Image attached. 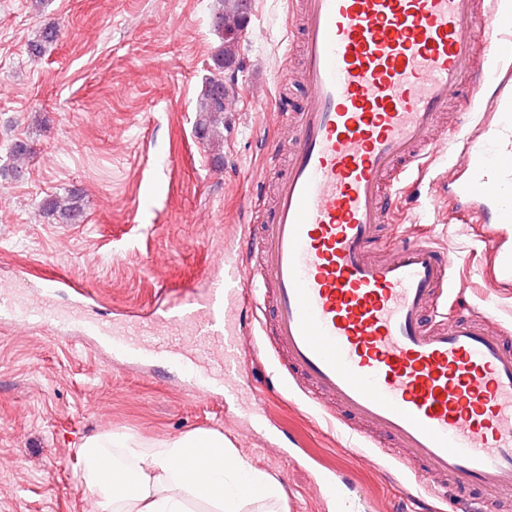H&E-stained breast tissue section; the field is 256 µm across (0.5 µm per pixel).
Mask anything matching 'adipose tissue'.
<instances>
[{
  "label": "adipose tissue",
  "mask_w": 512,
  "mask_h": 512,
  "mask_svg": "<svg viewBox=\"0 0 512 512\" xmlns=\"http://www.w3.org/2000/svg\"><path fill=\"white\" fill-rule=\"evenodd\" d=\"M83 479L97 496V512H242L265 504L279 512L280 487L265 473L225 449L224 436L200 429L156 444L118 434H98L80 448Z\"/></svg>",
  "instance_id": "adipose-tissue-1"
}]
</instances>
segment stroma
I'll return each mask as SVG.
<instances>
[{"mask_svg":"<svg viewBox=\"0 0 512 512\" xmlns=\"http://www.w3.org/2000/svg\"><path fill=\"white\" fill-rule=\"evenodd\" d=\"M288 2L253 0L218 170L195 133L221 46L212 0H0V280L41 288L57 275L56 308L79 300L108 318L149 315L164 289L201 278L217 248L252 223L243 199L278 175L267 164L270 149L288 145L277 104L305 98L302 86L280 79L289 43L300 40L287 27ZM53 24L59 39L34 50ZM21 140L33 156L12 157ZM455 149L438 143L383 234L466 254L455 270L464 290L448 314L490 312L512 323V287L494 280L481 224L449 211L444 197ZM71 192L81 198L76 223L43 215V197ZM253 374L227 402L178 389L196 378L187 366L155 357L132 367L90 347L81 326L35 321L20 332L0 318V512H83L90 489L79 449L92 435L155 443L200 428L223 433L282 486V512H417L406 494L430 487L424 473L413 470L409 491L398 489L395 467L327 428L318 408L289 395L270 409L258 402L272 375L268 358L255 360ZM298 448L306 460L288 461ZM321 469L347 479L342 501L319 492Z\"/></svg>","mask_w":512,"mask_h":512,"instance_id":"obj_1","label":"stroma"}]
</instances>
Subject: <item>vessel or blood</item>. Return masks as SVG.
<instances>
[{
  "instance_id": "vessel-or-blood-1",
  "label": "vessel or blood",
  "mask_w": 512,
  "mask_h": 512,
  "mask_svg": "<svg viewBox=\"0 0 512 512\" xmlns=\"http://www.w3.org/2000/svg\"><path fill=\"white\" fill-rule=\"evenodd\" d=\"M308 95L284 112L294 134L288 171L263 223L186 302L150 319L86 320L81 305L50 309L0 285L15 323L85 320L95 341L136 362L207 357L225 385L257 347L302 399L327 402L358 445L457 485L512 497V328L462 314L444 321L454 266L434 246L403 243L375 258L412 171L434 152L449 105L489 100L467 136L449 196L490 227L498 273L512 282V8L503 0H299ZM499 47L496 70L478 60ZM250 321H242V309Z\"/></svg>"
}]
</instances>
